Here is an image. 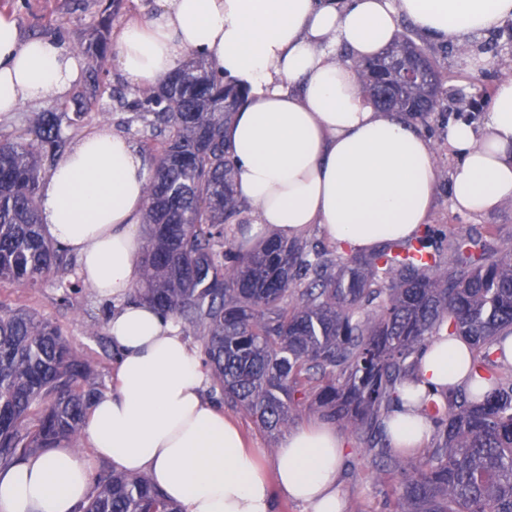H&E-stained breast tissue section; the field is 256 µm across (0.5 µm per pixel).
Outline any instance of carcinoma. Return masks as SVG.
<instances>
[{
    "mask_svg": "<svg viewBox=\"0 0 512 512\" xmlns=\"http://www.w3.org/2000/svg\"><path fill=\"white\" fill-rule=\"evenodd\" d=\"M77 46L87 56L111 51L103 38ZM416 55L423 72L399 83L376 64ZM365 95L381 112L426 120L448 105L435 52L399 35L356 64ZM104 84L92 66L74 106L35 113L22 134L0 135V288H38L68 276L76 262L42 226L40 185L62 158L89 103ZM247 90L224 82L199 57L158 85L120 88L111 100L155 144L144 151L153 170L143 223L149 227L133 296L184 333L202 340L213 391L224 404L273 435L308 409L351 430L360 453L384 475L397 512H512V366L494 346L512 335V245L433 232L388 240L364 254L309 249L272 237L242 252L225 235L242 204L224 126ZM441 336L461 337L470 377L490 386L427 390L423 414L434 425L413 455L392 448L386 420L397 388L414 379L420 356ZM90 364L77 357L46 318L0 302V467L65 442L79 447L98 389ZM78 512H181L146 475L103 469Z\"/></svg>",
    "mask_w": 512,
    "mask_h": 512,
    "instance_id": "cac0c4a2",
    "label": "carcinoma"
}]
</instances>
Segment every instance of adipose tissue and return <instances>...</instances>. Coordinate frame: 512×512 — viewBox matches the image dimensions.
<instances>
[{
	"label": "adipose tissue",
	"instance_id": "1",
	"mask_svg": "<svg viewBox=\"0 0 512 512\" xmlns=\"http://www.w3.org/2000/svg\"><path fill=\"white\" fill-rule=\"evenodd\" d=\"M404 17L434 43L461 42L512 19V0H154L113 50L133 85L160 82L193 52L247 87L224 131L236 194L254 210L243 240L295 239L316 224L363 253L421 235L434 202L428 139L403 115L378 111L353 69L394 39ZM78 72L57 39L24 36L0 12V113L56 99ZM448 146L454 209L487 213L512 200V77L496 84L482 127L449 126ZM149 177L129 140L102 129L79 140L44 184V230L77 257L100 300L115 302L107 328L121 358L84 421L92 456L51 448L1 468L0 512H76L92 494L96 458L148 474L182 512H272L277 494L310 512H344L345 436L328 424L298 426L263 466L207 398L208 374L179 326L131 299ZM469 366L465 342L435 341L420 358L417 387L471 388ZM400 396L388 434L410 453L431 424L409 388Z\"/></svg>",
	"mask_w": 512,
	"mask_h": 512
}]
</instances>
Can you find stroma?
<instances>
[{
  "mask_svg": "<svg viewBox=\"0 0 512 512\" xmlns=\"http://www.w3.org/2000/svg\"><path fill=\"white\" fill-rule=\"evenodd\" d=\"M6 11L14 13L25 35H39L36 21L47 15L58 26L56 37L67 48H74L75 35L84 30L100 10L99 0H7ZM480 37H473L464 51L449 54L441 67L447 76L449 92L474 94L478 89L494 88L504 76L512 75V56L501 54L497 58L482 60ZM122 113L113 111L110 100H102L98 111L89 113L75 130V138H82L106 128L125 133L134 148H141L142 136L137 130L125 129ZM448 115L432 114L421 131L430 141L437 168L436 201L429 217L431 228L448 234L493 236L512 239V201L490 213H471L455 210L450 201L451 175L457 163L448 150ZM58 282L45 281L38 288H0V298L13 306L51 319L69 340L77 356L89 362L91 382L100 391L112 386V367L117 361L114 349L107 341L105 329L91 330L88 312L105 311L106 306L85 289L72 300L62 298ZM341 491L345 512H395V499L387 482L380 478L370 464L360 459L356 449H349L341 465Z\"/></svg>",
  "mask_w": 512,
  "mask_h": 512,
  "instance_id": "1",
  "label": "stroma"
}]
</instances>
